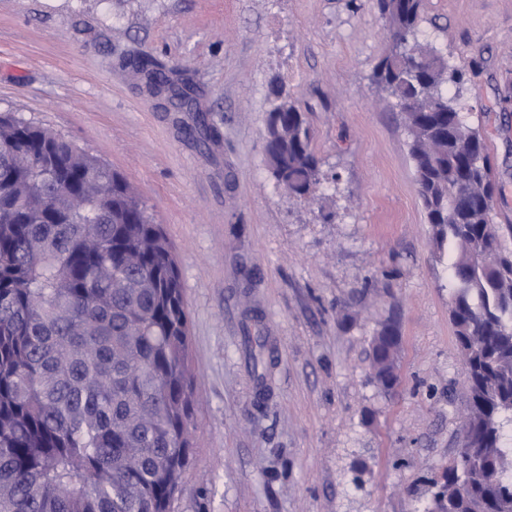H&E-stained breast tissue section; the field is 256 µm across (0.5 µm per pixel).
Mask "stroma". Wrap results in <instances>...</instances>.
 Returning <instances> with one entry per match:
<instances>
[{"mask_svg":"<svg viewBox=\"0 0 512 512\" xmlns=\"http://www.w3.org/2000/svg\"><path fill=\"white\" fill-rule=\"evenodd\" d=\"M415 39L464 69L443 92L485 139L512 249V0H423ZM389 47L377 0H0V113L121 174L173 247L195 405L172 512H429L430 477L458 455L455 282L403 115L370 80ZM142 54L187 71L219 140L187 135L130 76ZM276 81L321 162L308 201L267 165ZM390 320L386 393L370 352ZM399 352L398 329L392 322L385 323L371 343L372 377L382 391L390 392L398 384Z\"/></svg>","mask_w":512,"mask_h":512,"instance_id":"1","label":"stroma"}]
</instances>
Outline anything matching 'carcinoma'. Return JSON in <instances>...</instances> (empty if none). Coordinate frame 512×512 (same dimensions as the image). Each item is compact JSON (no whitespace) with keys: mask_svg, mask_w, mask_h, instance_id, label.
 I'll list each match as a JSON object with an SVG mask.
<instances>
[{"mask_svg":"<svg viewBox=\"0 0 512 512\" xmlns=\"http://www.w3.org/2000/svg\"><path fill=\"white\" fill-rule=\"evenodd\" d=\"M422 0H378L391 49L372 83L410 137L434 248L453 250L450 319L468 392L464 445L431 479L430 512H512V252L492 223L480 131L441 93L457 66L410 43ZM132 72L193 111L182 70L143 55ZM265 153L303 199L319 159L302 113L272 89ZM189 319L173 249L133 188L62 134L0 114V512H171L192 426ZM392 322L371 343L398 384Z\"/></svg>","mask_w":512,"mask_h":512,"instance_id":"carcinoma-1","label":"carcinoma"}]
</instances>
